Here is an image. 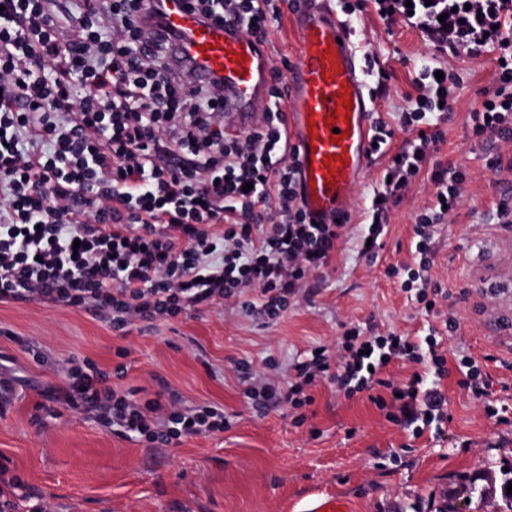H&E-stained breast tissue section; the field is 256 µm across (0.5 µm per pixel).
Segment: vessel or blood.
Returning a JSON list of instances; mask_svg holds the SVG:
<instances>
[{"label": "vessel or blood", "instance_id": "b4317fda", "mask_svg": "<svg viewBox=\"0 0 512 512\" xmlns=\"http://www.w3.org/2000/svg\"><path fill=\"white\" fill-rule=\"evenodd\" d=\"M140 13L172 34V71L197 84H224V109L234 129L245 133L259 122L271 82L264 39L238 26L202 20L188 0H141ZM291 20L298 33L296 61L288 72L292 120L287 132L298 155L302 205L315 222L350 221L347 202L370 167L373 112L367 74L356 55L350 22L327 0H293ZM242 61H235V54ZM350 95L349 119L335 118ZM345 133L333 140L334 130ZM507 251L495 261L493 281L512 280V226L503 225ZM485 328L494 342L512 350V290L503 288Z\"/></svg>", "mask_w": 512, "mask_h": 512}]
</instances>
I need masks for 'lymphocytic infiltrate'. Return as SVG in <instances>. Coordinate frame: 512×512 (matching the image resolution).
Returning a JSON list of instances; mask_svg holds the SVG:
<instances>
[{
	"mask_svg": "<svg viewBox=\"0 0 512 512\" xmlns=\"http://www.w3.org/2000/svg\"><path fill=\"white\" fill-rule=\"evenodd\" d=\"M208 19L237 16L247 34L268 35L281 16L274 0H193ZM386 25L417 28L457 58L494 56L495 87L471 114L480 139H512V0H373ZM80 26L62 21L69 0H0V300H39L92 311L123 330L134 319H174L237 296L265 323L303 295L329 265L341 224H315L300 203L296 150L280 102L284 73L273 69L260 123L245 134L224 130V87L174 76L168 42L140 17L139 0H79ZM423 65L400 116L411 132L390 158L394 132L375 118L372 141L387 164L373 190L361 254L374 255L398 202L424 165L433 201L418 215L415 250L424 273L415 298L444 296L432 280V240L461 202L465 167L434 162L440 121L460 80ZM251 190H244V183ZM429 326L422 340L396 332L344 329L336 349L321 347L275 383L251 364L235 365L259 409L285 405L303 423L318 382L351 398L366 394L393 423L444 415L440 382L448 360ZM430 362V376L386 379L395 362ZM75 410H104L108 425L144 442L168 445L229 429L223 409H192L158 394L138 402L112 388L95 364L73 366L57 395ZM0 512H54L20 481L0 486Z\"/></svg>",
	"mask_w": 512,
	"mask_h": 512,
	"instance_id": "lymphocytic-infiltrate-1",
	"label": "lymphocytic infiltrate"
}]
</instances>
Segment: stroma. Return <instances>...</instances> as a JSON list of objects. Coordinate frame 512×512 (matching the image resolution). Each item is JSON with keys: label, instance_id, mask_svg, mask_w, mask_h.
I'll return each instance as SVG.
<instances>
[{"label": "stroma", "instance_id": "35a3bbf8", "mask_svg": "<svg viewBox=\"0 0 512 512\" xmlns=\"http://www.w3.org/2000/svg\"><path fill=\"white\" fill-rule=\"evenodd\" d=\"M357 55L370 54L391 79L379 101L395 134L408 133L398 114L422 64H445L460 76L444 125L438 161L463 165L472 180L432 245L430 271L448 292L442 316L456 328L443 338L449 368L461 356L478 359L489 380L475 396L446 378L448 421L442 434L410 430L389 421L364 394L345 398L329 385L296 424L285 406L260 412L234 373L244 360L283 380L316 347L335 345L346 324L416 335L427 317L387 275L389 266L412 263L417 215L433 198L430 169H423L389 214L376 260L360 253L373 187V163L354 187L352 217L330 265L311 277L307 297L270 324L224 300L175 320L135 321L116 332L82 309L37 300L0 301V366L17 382L0 404V473L16 478L54 504L57 512H307L314 490L346 498L351 512H501V484L512 467V356L496 352L484 330L495 293L476 287L481 255L494 251L497 209L512 185L489 167L512 145L482 142L469 117L494 82L490 57L452 59L426 42L418 29L386 28L374 8L355 21ZM276 368H268V360ZM110 372L111 386L151 395L169 386L183 407L215 404L233 418L230 430L150 447L105 427L97 411L63 404L40 409L45 393L61 386L72 361ZM125 364V376L115 375Z\"/></svg>", "mask_w": 512, "mask_h": 512}]
</instances>
